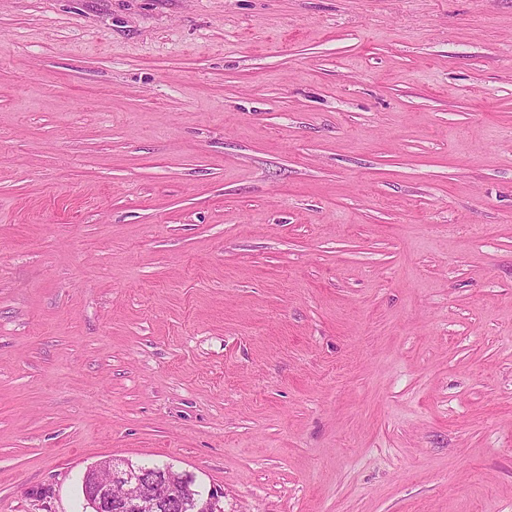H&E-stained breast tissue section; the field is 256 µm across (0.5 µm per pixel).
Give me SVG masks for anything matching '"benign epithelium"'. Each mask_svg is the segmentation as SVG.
Instances as JSON below:
<instances>
[{
    "label": "benign epithelium",
    "instance_id": "benign-epithelium-1",
    "mask_svg": "<svg viewBox=\"0 0 512 512\" xmlns=\"http://www.w3.org/2000/svg\"><path fill=\"white\" fill-rule=\"evenodd\" d=\"M93 512H182L189 498L187 475L168 470L134 467L125 459L110 458L86 473ZM224 492L211 490L194 512H224Z\"/></svg>",
    "mask_w": 512,
    "mask_h": 512
}]
</instances>
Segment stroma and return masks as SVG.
Listing matches in <instances>:
<instances>
[{"instance_id":"1","label":"stroma","mask_w":512,"mask_h":512,"mask_svg":"<svg viewBox=\"0 0 512 512\" xmlns=\"http://www.w3.org/2000/svg\"><path fill=\"white\" fill-rule=\"evenodd\" d=\"M108 458L512 512V0H0V512Z\"/></svg>"}]
</instances>
